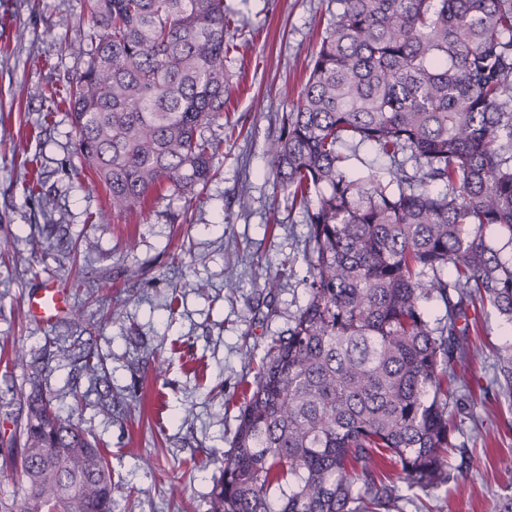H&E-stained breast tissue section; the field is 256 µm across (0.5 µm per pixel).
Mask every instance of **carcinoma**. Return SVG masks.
I'll return each instance as SVG.
<instances>
[{"mask_svg":"<svg viewBox=\"0 0 512 512\" xmlns=\"http://www.w3.org/2000/svg\"><path fill=\"white\" fill-rule=\"evenodd\" d=\"M336 5L268 145L305 214L309 300L268 344L209 512H395L399 483H448L469 319L488 303L512 323V257L484 234L512 233V0ZM85 9L64 101L112 213L208 182L224 142L201 127L236 50L224 0ZM363 143L388 164L354 178L342 149ZM497 361L512 395V344ZM15 423L0 477L22 493L0 512H114L106 450L38 386Z\"/></svg>","mask_w":512,"mask_h":512,"instance_id":"1","label":"carcinoma"}]
</instances>
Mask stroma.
Listing matches in <instances>:
<instances>
[{
  "instance_id": "1",
  "label": "stroma",
  "mask_w": 512,
  "mask_h": 512,
  "mask_svg": "<svg viewBox=\"0 0 512 512\" xmlns=\"http://www.w3.org/2000/svg\"><path fill=\"white\" fill-rule=\"evenodd\" d=\"M235 13L223 139L214 177L196 196L154 193L145 208L110 212L105 189L76 150L64 89L85 61L67 49L84 0H0V435L30 391L31 362L59 415L107 448L118 512H207L239 406L271 337L309 298L300 208L278 187L268 142L300 92L336 0H224ZM250 188V206L238 195ZM90 250L71 257L72 243ZM286 266L280 288L267 268ZM65 288L83 319L46 326L32 290ZM461 373L473 403L457 415L453 478L404 490L401 512H495L512 495V397L496 379L512 331L484 308ZM104 358L98 382L78 370L80 347Z\"/></svg>"
}]
</instances>
